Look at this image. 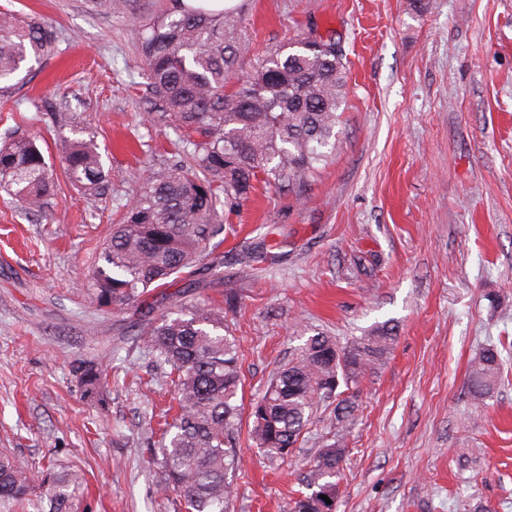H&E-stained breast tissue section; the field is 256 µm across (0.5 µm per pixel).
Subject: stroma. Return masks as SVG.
<instances>
[{"label": "stroma", "mask_w": 512, "mask_h": 512, "mask_svg": "<svg viewBox=\"0 0 512 512\" xmlns=\"http://www.w3.org/2000/svg\"><path fill=\"white\" fill-rule=\"evenodd\" d=\"M171 4L0 0L59 33L55 55L0 98V136L35 139L56 182L41 220L0 189V450L82 470V512H174L152 462L171 381L140 333L149 308L221 301L227 280L247 405L310 336L343 346L395 329L355 390L336 512H512V0H238L256 55L334 37L347 69L336 154L305 201L261 191L225 215L212 268L103 311L82 286L146 160L176 158L137 66L140 19ZM74 116L119 173L104 194L78 191L59 164ZM263 236L276 262L237 264ZM490 343L503 382L476 402L470 362ZM101 356L112 369L93 403L73 368ZM335 430L321 406L280 460L241 425L231 512H289Z\"/></svg>", "instance_id": "stroma-1"}]
</instances>
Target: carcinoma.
Masks as SVG:
<instances>
[{
    "instance_id": "cac0c4a2",
    "label": "carcinoma",
    "mask_w": 512,
    "mask_h": 512,
    "mask_svg": "<svg viewBox=\"0 0 512 512\" xmlns=\"http://www.w3.org/2000/svg\"><path fill=\"white\" fill-rule=\"evenodd\" d=\"M175 3L142 25L138 64L146 91L178 135L180 160L150 170L125 204L121 222L112 225L86 285L98 308L122 306L205 260L221 229L218 205L229 211L244 207L256 185L303 201L311 179L336 150L346 100L340 53L308 49L302 39L286 53L252 59L249 42L238 34L236 11ZM56 48L51 23L0 11V92L31 61ZM70 131L61 144L65 173L81 190L99 194L112 169L80 119ZM0 188L29 213L44 214L55 182L35 140L0 141ZM266 253L262 238L242 248L238 261L248 265ZM224 303L163 312L143 333V343L173 374L179 414L163 433L156 461L184 512H227L232 494L228 471L237 464L242 379L239 353L224 324V308L238 304L230 283ZM395 339L385 324L344 346L330 336H312L251 404L250 437L269 458L291 454L318 404L333 406L336 414V438L318 451L307 493L291 512H336L343 432L355 411L352 397H341L338 389L360 382ZM77 373L86 396L103 400L107 361L83 363ZM501 377L500 351L483 348L471 366L470 398L490 397ZM84 485L77 470L49 465L34 474L0 452V512H78Z\"/></svg>"
}]
</instances>
